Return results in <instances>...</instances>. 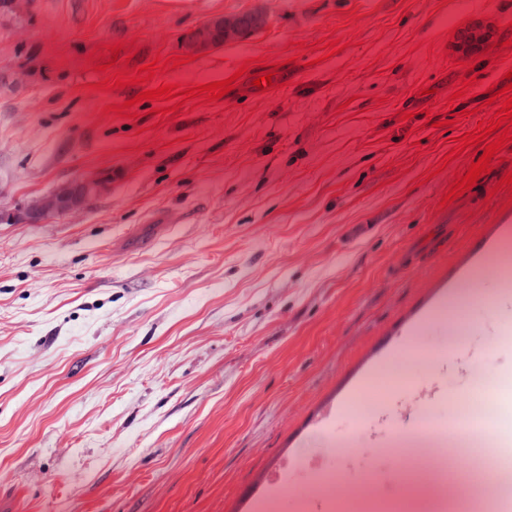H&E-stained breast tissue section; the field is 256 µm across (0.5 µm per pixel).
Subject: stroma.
<instances>
[{
    "instance_id": "35a3bbf8",
    "label": "stroma",
    "mask_w": 512,
    "mask_h": 512,
    "mask_svg": "<svg viewBox=\"0 0 512 512\" xmlns=\"http://www.w3.org/2000/svg\"><path fill=\"white\" fill-rule=\"evenodd\" d=\"M477 23L490 43L455 51ZM511 69L512 0H0V209L112 179L0 223V512H295L329 487L427 512L429 462L393 437L512 457V267L481 250L512 247V140L441 203ZM267 24L264 12L254 10L244 15L214 18L192 31L185 38L192 50H203L217 44L243 39L247 31H258ZM110 187L111 180L107 176L78 178L13 212H1L0 221L41 224L51 214L80 212Z\"/></svg>"
}]
</instances>
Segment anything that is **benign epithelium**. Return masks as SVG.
Here are the masks:
<instances>
[{
	"label": "benign epithelium",
	"instance_id": "obj_1",
	"mask_svg": "<svg viewBox=\"0 0 512 512\" xmlns=\"http://www.w3.org/2000/svg\"><path fill=\"white\" fill-rule=\"evenodd\" d=\"M266 24L265 13L258 10L244 15L214 18L192 31L186 36L185 42L192 50H203L217 44L240 40L246 32L261 30ZM490 36L488 29L480 26L470 28L461 35L459 48L465 53L473 51ZM110 187L111 180L106 176L78 178L13 212H1L0 221L40 224L51 214L80 212Z\"/></svg>",
	"mask_w": 512,
	"mask_h": 512
}]
</instances>
